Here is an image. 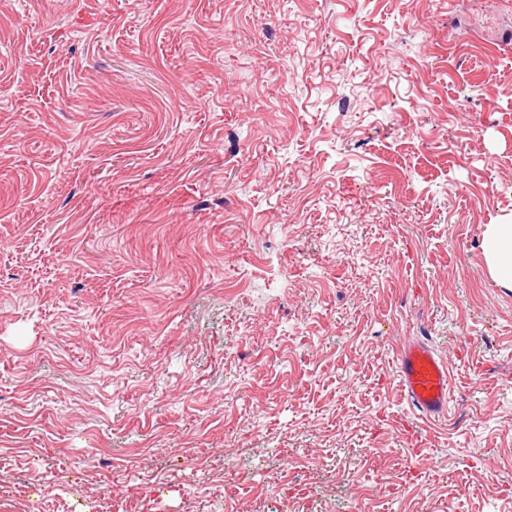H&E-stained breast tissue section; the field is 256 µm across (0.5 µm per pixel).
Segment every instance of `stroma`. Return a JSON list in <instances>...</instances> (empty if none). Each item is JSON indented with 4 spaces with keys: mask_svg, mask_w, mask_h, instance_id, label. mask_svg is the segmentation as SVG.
Segmentation results:
<instances>
[{
    "mask_svg": "<svg viewBox=\"0 0 512 512\" xmlns=\"http://www.w3.org/2000/svg\"><path fill=\"white\" fill-rule=\"evenodd\" d=\"M511 221L512 0H0V512H512ZM483 250L493 279L512 288V224L488 225ZM396 366L399 386L414 413L425 419L448 413L449 364L425 340L405 344L396 355Z\"/></svg>",
    "mask_w": 512,
    "mask_h": 512,
    "instance_id": "stroma-1",
    "label": "stroma"
}]
</instances>
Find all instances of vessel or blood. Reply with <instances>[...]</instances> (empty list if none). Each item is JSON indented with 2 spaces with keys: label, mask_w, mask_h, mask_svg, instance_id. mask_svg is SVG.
Returning <instances> with one entry per match:
<instances>
[{
  "label": "vessel or blood",
  "mask_w": 512,
  "mask_h": 512,
  "mask_svg": "<svg viewBox=\"0 0 512 512\" xmlns=\"http://www.w3.org/2000/svg\"><path fill=\"white\" fill-rule=\"evenodd\" d=\"M399 386L414 413L425 419L448 412L450 370L448 362L420 338L405 344L396 355Z\"/></svg>",
  "instance_id": "b4317fda"
}]
</instances>
